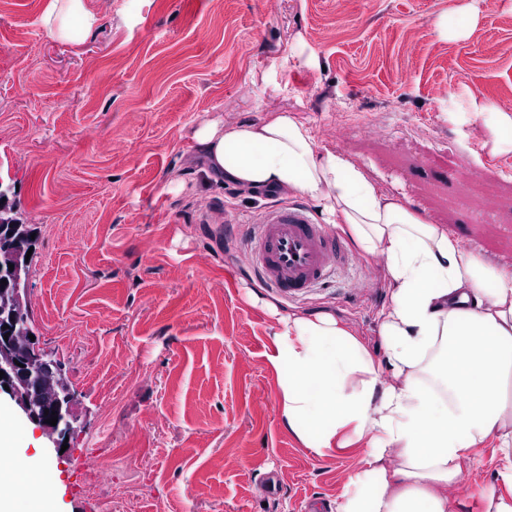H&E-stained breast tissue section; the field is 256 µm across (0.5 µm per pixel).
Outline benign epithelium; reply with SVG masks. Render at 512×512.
I'll return each mask as SVG.
<instances>
[{
    "label": "benign epithelium",
    "mask_w": 512,
    "mask_h": 512,
    "mask_svg": "<svg viewBox=\"0 0 512 512\" xmlns=\"http://www.w3.org/2000/svg\"><path fill=\"white\" fill-rule=\"evenodd\" d=\"M2 280L6 284H0V295L4 306L10 307V313L3 320L7 328L0 327V371L4 372L0 378V394L8 395L53 447L59 449L65 438L76 429L77 419L72 413L73 395L67 388L61 396L46 394V388L53 384L60 366L44 357L41 348L29 338V324L18 319L19 312L28 303L27 293L21 291L19 270L1 275ZM47 410L55 412L56 425L46 423L52 418V415L45 414Z\"/></svg>",
    "instance_id": "7a95c632"
}]
</instances>
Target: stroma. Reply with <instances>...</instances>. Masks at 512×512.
<instances>
[{
    "mask_svg": "<svg viewBox=\"0 0 512 512\" xmlns=\"http://www.w3.org/2000/svg\"><path fill=\"white\" fill-rule=\"evenodd\" d=\"M47 2L0 0V185L37 229L31 328L78 428L66 455L36 451L0 404L13 464L51 470L50 512H112L124 494L136 512H329L359 458L316 456L282 427L274 317L327 311L376 344L384 274L360 254L305 294L269 288L253 237L287 196L206 174L193 131L292 111L512 269V152L448 115L512 94V0H86L101 23L70 20L67 43L44 33Z\"/></svg>",
    "mask_w": 512,
    "mask_h": 512,
    "instance_id": "1",
    "label": "stroma"
}]
</instances>
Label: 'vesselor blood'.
Listing matches in <instances>:
<instances>
[{"label":"vessel or blood","instance_id":"obj_1","mask_svg":"<svg viewBox=\"0 0 512 512\" xmlns=\"http://www.w3.org/2000/svg\"><path fill=\"white\" fill-rule=\"evenodd\" d=\"M259 224L256 267L282 293L294 295L311 288L355 259L344 238L328 225L316 223L302 205H271Z\"/></svg>","mask_w":512,"mask_h":512}]
</instances>
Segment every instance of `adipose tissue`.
<instances>
[{"mask_svg": "<svg viewBox=\"0 0 512 512\" xmlns=\"http://www.w3.org/2000/svg\"><path fill=\"white\" fill-rule=\"evenodd\" d=\"M92 31L85 0H49L46 35L65 19ZM495 151H512V114L471 103ZM209 167L249 192L313 201L385 271L378 349L332 313L277 320L268 362L276 405L296 440L324 457L360 451L331 512H512V271L461 248L441 225L385 194L345 155L318 145L296 115L202 122ZM493 444L496 477L457 491L476 450Z\"/></svg>", "mask_w": 512, "mask_h": 512, "instance_id": "1", "label": "adipose tissue"}]
</instances>
